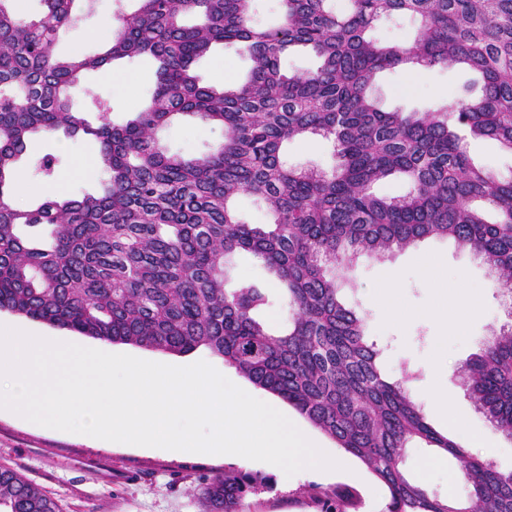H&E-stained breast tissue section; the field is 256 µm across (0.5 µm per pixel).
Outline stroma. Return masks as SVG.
<instances>
[{"mask_svg":"<svg viewBox=\"0 0 512 512\" xmlns=\"http://www.w3.org/2000/svg\"><path fill=\"white\" fill-rule=\"evenodd\" d=\"M74 27L60 33L54 51L65 56L75 50L93 51L96 38L112 20V0H83ZM252 61L235 43L218 46L195 65L208 82H242L249 75ZM156 64L143 58L115 64L88 74L87 85L94 87L111 104V118L122 124L131 119V101H144L155 85ZM472 96L482 94L478 74L459 68H433L424 79H416L400 69L377 74L370 95L385 111L434 112L455 100L463 88ZM161 141L186 155H198L215 147L223 137L220 127L187 118L164 128ZM32 156H60L62 164L56 178H63L64 193L79 194L97 188L101 171L95 148L63 133L34 137L28 148ZM284 157L293 167L331 170L336 162L334 147L328 140H298L288 143ZM420 253L437 256L449 279L464 276L471 291L482 302L481 315L459 331L442 332L431 319L430 310L443 296L419 272L415 257ZM398 272L395 290L405 318L388 319L376 295L387 269ZM350 275L354 288L345 292L347 304L366 318L370 338L378 340L384 351L380 357L388 380L400 376L402 366L417 371L409 389L421 402L427 422L440 432H448L446 418L429 405L428 387L433 372H440L448 386V396L456 417L475 435V450L491 445L492 460L498 470L512 472V441L497 433L479 412L464 388L452 377L469 358L478 353L490 328L512 316V302L495 288L488 266L472 252L458 248L449 239H425L384 260L364 256L353 262ZM102 351L128 354L144 360L187 366L204 361L242 389L252 390L261 400L272 395L225 365L222 358L199 349L189 354H170L132 344L101 343ZM434 467H426V460ZM93 460L111 467V480L101 479L87 469ZM349 472L325 473L305 469L293 476L273 469L268 463L199 453H178L161 448H129L119 443L97 440L87 435L43 427L9 413H0V465L19 468L33 484L55 498L62 512H201L200 495L210 479L227 472H246L260 482L245 499L246 512H322V503L311 496V488L331 494L347 487L356 492V512H386L387 488L355 457H348ZM411 476L426 487L450 497L461 492L460 483L448 480L456 464L447 454L422 444L407 450Z\"/></svg>","mask_w":512,"mask_h":512,"instance_id":"stroma-1","label":"stroma"}]
</instances>
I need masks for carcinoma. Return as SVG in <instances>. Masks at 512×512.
<instances>
[{
  "label": "carcinoma",
  "instance_id": "carcinoma-1",
  "mask_svg": "<svg viewBox=\"0 0 512 512\" xmlns=\"http://www.w3.org/2000/svg\"><path fill=\"white\" fill-rule=\"evenodd\" d=\"M0 0V310L96 340L173 354L200 348L253 385L286 401L388 489L387 512H512V473L494 469L426 421L422 405L379 366L366 319L343 300L358 255L381 259L426 238H451L485 261L512 299V178L474 165L468 137L512 151V0H282L281 24L251 23L253 0H116L112 36L95 54L54 52L77 0ZM201 22L187 25L184 18ZM418 22L405 44L368 36L384 16ZM218 43H238L253 66L243 84H208L196 61ZM310 48L311 72L286 76L281 56ZM157 62L149 102L124 124L84 88L93 112L71 93L86 73L115 61ZM464 64L484 79L482 97L438 112H384L368 88L383 69ZM220 126L224 142L198 156L161 143L180 118ZM63 131L96 146L100 187L79 197L13 202L19 164L44 178L62 160L27 157L37 135ZM333 143L332 172L288 166L289 141ZM411 189L380 195L394 174ZM261 199L270 224L242 222L233 202ZM249 253L288 308L273 329L261 282L232 283L234 258ZM511 320L459 370L460 383L492 427L512 440ZM414 442L453 458L463 493L444 498L413 481ZM256 479L224 473L203 487V512H244ZM325 512H352L338 488ZM0 512H62L18 469L0 465Z\"/></svg>",
  "mask_w": 512,
  "mask_h": 512
}]
</instances>
